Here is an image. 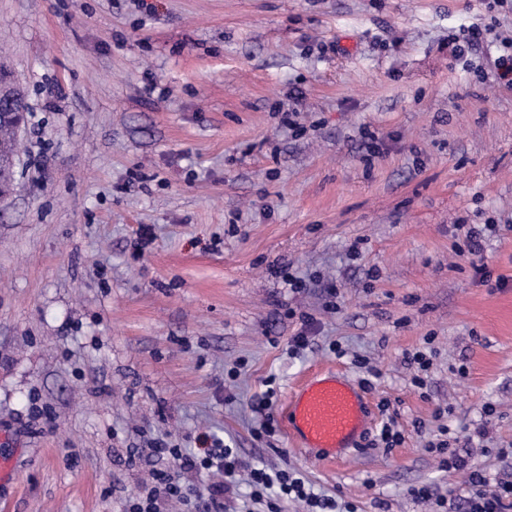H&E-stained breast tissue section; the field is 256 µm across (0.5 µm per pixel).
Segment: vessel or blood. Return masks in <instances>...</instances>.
I'll return each instance as SVG.
<instances>
[{"instance_id": "1", "label": "vessel or blood", "mask_w": 512, "mask_h": 512, "mask_svg": "<svg viewBox=\"0 0 512 512\" xmlns=\"http://www.w3.org/2000/svg\"><path fill=\"white\" fill-rule=\"evenodd\" d=\"M369 415L365 391L337 372L310 377L288 399L291 434L302 447L336 461L358 447Z\"/></svg>"}]
</instances>
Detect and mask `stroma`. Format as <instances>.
<instances>
[{"mask_svg": "<svg viewBox=\"0 0 512 512\" xmlns=\"http://www.w3.org/2000/svg\"><path fill=\"white\" fill-rule=\"evenodd\" d=\"M504 37L512 0H0L30 107L0 199V512H128L176 468L157 445L201 436L356 512H462L445 435L512 480ZM469 224L497 227L484 283ZM317 369L371 378L369 432L388 402L402 444L296 448L282 408ZM482 230H476V228H470L466 232L465 241L463 242V246L458 245L456 252L459 256H466L470 259L473 265H476L475 269L485 270L486 266L484 264L477 265V262H482V240H481ZM484 273H489L485 272Z\"/></svg>", "mask_w": 512, "mask_h": 512, "instance_id": "stroma-1", "label": "stroma"}]
</instances>
